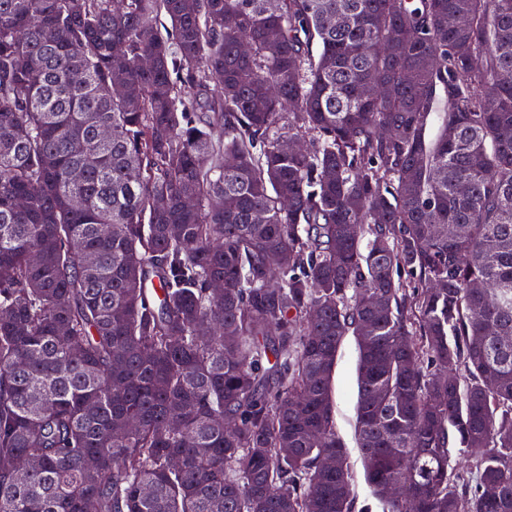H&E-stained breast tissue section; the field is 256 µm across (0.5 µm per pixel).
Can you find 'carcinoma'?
<instances>
[{"label": "carcinoma", "instance_id": "1", "mask_svg": "<svg viewBox=\"0 0 512 512\" xmlns=\"http://www.w3.org/2000/svg\"><path fill=\"white\" fill-rule=\"evenodd\" d=\"M265 2L0 0V512H371L349 336L382 512H512V0ZM358 353L354 339L349 336L339 354L334 375V401L336 428L350 454L355 474V489L361 502L372 505V511L381 512L379 502L373 497L364 481L362 463L359 457L355 437V416L357 403Z\"/></svg>", "mask_w": 512, "mask_h": 512}]
</instances>
